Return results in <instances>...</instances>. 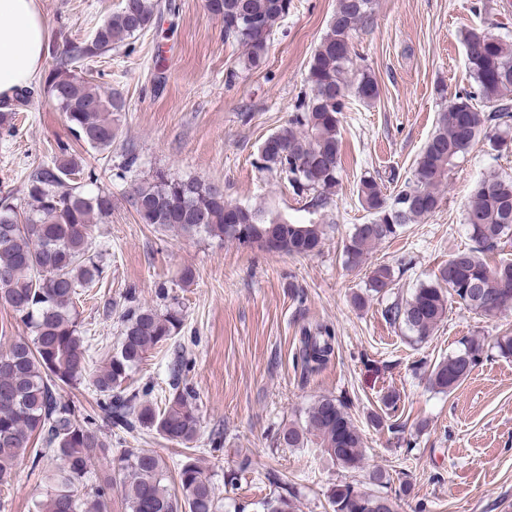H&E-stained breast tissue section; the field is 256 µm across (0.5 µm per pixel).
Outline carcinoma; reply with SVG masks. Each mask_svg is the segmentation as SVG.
I'll return each mask as SVG.
<instances>
[{"mask_svg":"<svg viewBox=\"0 0 512 512\" xmlns=\"http://www.w3.org/2000/svg\"><path fill=\"white\" fill-rule=\"evenodd\" d=\"M290 0H207L209 13L224 23V38L245 48V66L266 58L274 27L288 13ZM159 4L123 0L79 44L64 41L55 64L39 82L18 88L0 101V134L12 135L16 115L44 96L63 113L71 135L97 151H111L117 140L114 115L125 111L117 92L103 93L76 73V64L101 56L147 32ZM373 20V0H338L336 13L316 47L308 67L309 93L288 122L266 138L260 151L261 169L285 175L297 195L309 198L307 208L321 210L339 186V127L348 98L370 105L379 98L375 79L362 72L347 78L352 36ZM468 68L476 86L455 91L439 114L435 131L415 167L392 196L372 176L360 180L358 199L372 218L358 224L343 241L344 263L356 268L369 249L398 236L439 206L438 186L470 148L484 138L489 149L512 141V43L480 29L466 33ZM94 170L80 168L62 143L50 163L35 168L24 187L26 207L0 205V305L31 333L0 350V486L13 479L12 467L30 448L32 436L59 461L38 512H110L109 492L121 486L126 512H218L217 488L200 465L188 459L178 467V491L168 484L165 460L152 450L112 449V434L154 431L185 448L198 440L201 415L196 393L186 382L190 360L179 346L169 366V390L162 405L151 400L153 388L127 386L133 368L155 347H163L182 330L185 316L171 304L165 311L141 304L126 293L120 315V345L99 369H89L88 348L80 336L77 303L103 272L101 253L93 248V225L112 215V196L95 188ZM130 202L140 220L159 230L186 235L204 233L219 240L257 246L291 257L319 253L326 225L283 216L262 217L258 211L224 200V186L158 173L138 183ZM467 247L439 268L435 281L422 284L407 298H396L385 318L405 330L416 343L433 335L455 304L484 318L512 310V262H488L490 254L512 233V178L491 171L477 183L466 206ZM395 274L387 265L374 268L365 289L352 296L364 308L369 298L392 290ZM335 336L317 323L302 329L299 360L307 375L319 372L334 353ZM483 348L476 340L429 367L432 388L449 393L479 364ZM88 383L102 396L98 412L80 423L75 406L56 391ZM108 431H103V428ZM316 444L339 465L364 467L361 430L339 399L324 395L305 413L304 423L278 433L277 442L300 447ZM118 453L119 473L94 469ZM333 512H396L387 495L361 490L350 483L330 489ZM264 512H296L293 495L263 503Z\"/></svg>","mask_w":512,"mask_h":512,"instance_id":"obj_1","label":"carcinoma"}]
</instances>
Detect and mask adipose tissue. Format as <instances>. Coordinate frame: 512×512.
Masks as SVG:
<instances>
[{
  "mask_svg": "<svg viewBox=\"0 0 512 512\" xmlns=\"http://www.w3.org/2000/svg\"><path fill=\"white\" fill-rule=\"evenodd\" d=\"M47 38L36 0H0V98L41 76Z\"/></svg>",
  "mask_w": 512,
  "mask_h": 512,
  "instance_id": "1",
  "label": "adipose tissue"
}]
</instances>
